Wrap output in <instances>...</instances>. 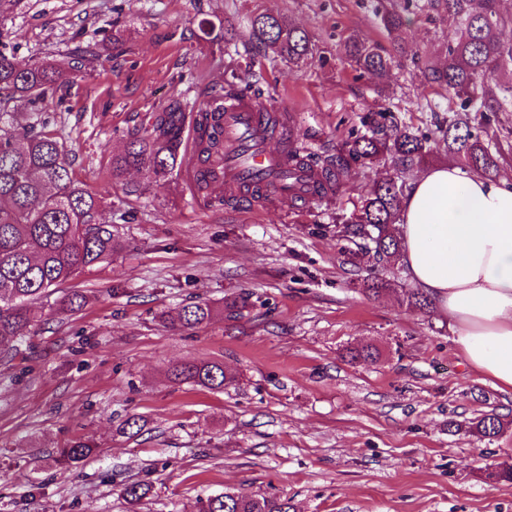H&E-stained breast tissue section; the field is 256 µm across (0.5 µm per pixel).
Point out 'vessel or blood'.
<instances>
[{"label":"vessel or blood","instance_id":"vessel-or-blood-1","mask_svg":"<svg viewBox=\"0 0 512 512\" xmlns=\"http://www.w3.org/2000/svg\"><path fill=\"white\" fill-rule=\"evenodd\" d=\"M224 136V164L220 182L230 196L244 195L247 186L260 187L259 201L308 193L317 180V172L300 168L288 158L286 144L296 139V118L285 112L262 111L249 96L225 101L220 114ZM275 139L278 152H266L264 145Z\"/></svg>","mask_w":512,"mask_h":512}]
</instances>
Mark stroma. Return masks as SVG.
Listing matches in <instances>:
<instances>
[{
	"mask_svg": "<svg viewBox=\"0 0 512 512\" xmlns=\"http://www.w3.org/2000/svg\"><path fill=\"white\" fill-rule=\"evenodd\" d=\"M380 4L402 11L397 34ZM262 11L305 32V64L251 41L247 21ZM6 15L0 51L18 63L67 62L86 44L100 53L63 71L43 111L73 152L74 178L107 199L96 221L122 248L74 280L89 297L80 312L56 294L39 302L26 342L0 365V512H195L197 497L230 490L286 496L295 512H512V483L485 477L512 463V435L463 429L489 410L512 418V391L467 367L438 308L403 302L408 274L365 295L369 257L348 258L336 238L337 214L359 206L383 165L349 172L329 205L204 202L188 186L187 150L160 181L112 178L146 114L199 106L236 76L297 113L299 146L322 159L371 111L433 128L450 101L422 70L445 61L448 25L428 0H12ZM352 36L405 54L377 80L346 57ZM244 290L255 301L242 318L176 332L160 321ZM361 347L378 359L352 363ZM188 361L223 363L237 380L172 383ZM131 415L143 420L135 437L118 431ZM77 439L97 452L61 463ZM137 481L151 494L135 510L123 489Z\"/></svg>",
	"mask_w": 512,
	"mask_h": 512,
	"instance_id": "35a3bbf8",
	"label": "stroma"
}]
</instances>
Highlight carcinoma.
<instances>
[{
    "label": "carcinoma",
    "instance_id": "cac0c4a2",
    "mask_svg": "<svg viewBox=\"0 0 512 512\" xmlns=\"http://www.w3.org/2000/svg\"><path fill=\"white\" fill-rule=\"evenodd\" d=\"M497 0H440L444 19L454 32L448 44V58L440 67L429 66L424 78L445 87L455 106L448 109L435 130L412 131L389 110L366 116L367 132L346 142L336 156L321 161L299 151L291 152L301 167L319 170L311 199L329 202L343 188L344 173L353 166L368 168L376 162L387 165L389 174L363 200L359 210L336 218V236L370 254L376 271L364 283L363 291L377 296L392 286L387 278L398 263L401 240L396 224L400 204L414 167L425 160L431 145L442 143L460 166L486 177L498 173L496 153L480 138L483 126L498 112L512 105V41L501 40L496 31L503 23ZM250 38L294 65L307 60L310 49L305 35L281 16L254 15L249 22ZM346 56L365 73L386 76L395 64L357 38H349ZM511 75L504 81L502 75ZM59 77L56 64L35 60L24 66L0 52V95L26 102L35 109L54 92ZM234 83L211 90L192 120V138L200 167L193 176V190L209 197L217 182V170L224 159L223 131L216 104L244 92ZM186 108L171 102L162 112L131 133L126 147L112 159V177L120 178L136 169L149 179L165 177L174 169L184 144ZM15 113L0 112V344L21 342L28 335L35 315L32 304L86 269L112 257L121 244L112 225L98 224L95 216L103 206L102 197L76 181L64 149L49 132L46 123L31 113L26 132H16ZM252 293L241 292L215 307L207 302L182 308L173 330L196 328L223 312L236 318L251 306ZM88 295L70 290L60 304L70 312L80 311ZM171 379L210 390L222 389L235 377L217 362H185L173 367ZM512 421L492 411L469 422L468 430L480 439L501 437ZM92 445L73 441L60 457L77 463L92 455ZM150 484L134 482L124 489L129 504L137 506L147 497ZM198 512H293L290 499L278 495L224 492L198 499Z\"/></svg>",
    "mask_w": 512,
    "mask_h": 512
}]
</instances>
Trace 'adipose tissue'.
I'll use <instances>...</instances> for the list:
<instances>
[{
  "label": "adipose tissue",
  "mask_w": 512,
  "mask_h": 512,
  "mask_svg": "<svg viewBox=\"0 0 512 512\" xmlns=\"http://www.w3.org/2000/svg\"><path fill=\"white\" fill-rule=\"evenodd\" d=\"M400 262L447 315L475 372L512 389V177L457 165L420 173L401 205Z\"/></svg>",
  "instance_id": "adipose-tissue-1"
}]
</instances>
